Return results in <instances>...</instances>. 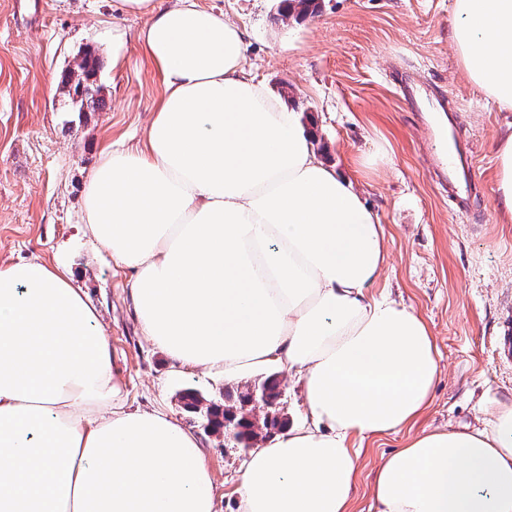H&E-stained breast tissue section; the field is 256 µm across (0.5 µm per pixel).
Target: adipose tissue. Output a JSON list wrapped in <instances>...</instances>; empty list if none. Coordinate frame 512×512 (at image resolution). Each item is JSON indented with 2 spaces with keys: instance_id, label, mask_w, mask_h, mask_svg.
<instances>
[{
  "instance_id": "1",
  "label": "adipose tissue",
  "mask_w": 512,
  "mask_h": 512,
  "mask_svg": "<svg viewBox=\"0 0 512 512\" xmlns=\"http://www.w3.org/2000/svg\"><path fill=\"white\" fill-rule=\"evenodd\" d=\"M164 94L144 141L102 146L87 231L132 271L142 330L177 362L230 375L278 366L307 422L248 460L238 512H349L354 437L412 423L439 374L414 310L370 297L379 217L312 149L297 113L245 68L246 34L197 0H117ZM470 81L512 110V0H455ZM73 274L0 266V512H214L197 439L127 411L99 315ZM376 512H512V402L480 428L389 454Z\"/></svg>"
}]
</instances>
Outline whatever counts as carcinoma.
I'll return each instance as SVG.
<instances>
[{
  "mask_svg": "<svg viewBox=\"0 0 512 512\" xmlns=\"http://www.w3.org/2000/svg\"><path fill=\"white\" fill-rule=\"evenodd\" d=\"M318 5L315 0H279L278 15L282 18L295 16L303 18L316 12ZM98 58L89 49L78 64L77 69L69 70L62 75L63 87L72 91V102L78 106V111L89 110L96 112L102 109L104 99L99 94H92L97 83ZM257 388L267 392V400L260 404H252V387L247 386L236 392L224 394V412L213 411L214 421L212 432H217L222 426L221 418L234 421L239 425L238 444L249 448L257 437L263 438L276 431L282 430L286 422L280 415V382L278 376L272 374L257 385Z\"/></svg>",
  "mask_w": 512,
  "mask_h": 512,
  "instance_id": "carcinoma-1",
  "label": "carcinoma"
}]
</instances>
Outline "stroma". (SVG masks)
I'll list each match as a JSON object with an SVG mask.
<instances>
[{"label": "stroma", "mask_w": 512, "mask_h": 512, "mask_svg": "<svg viewBox=\"0 0 512 512\" xmlns=\"http://www.w3.org/2000/svg\"><path fill=\"white\" fill-rule=\"evenodd\" d=\"M113 0H0V265L39 258L75 273L97 307L126 408L167 413L200 441L215 477V512H237L248 453L205 430L180 399L188 388L223 402L257 372L223 376L179 365L143 336L128 270L83 222L85 182L107 143L136 146L163 95L161 76L136 34L145 20ZM247 34L246 66L290 110L314 116L317 156L358 187L379 216L388 259L372 297L390 295L419 313L438 350L429 407L400 431L355 437L358 478L350 512H375L374 475L383 459L425 431L482 426L512 402V363L496 351L512 317V222L496 205L499 136L512 110L470 84L449 41L454 0H321L302 21L278 19V0H198ZM127 34L112 63V32ZM100 60L106 102L74 111L60 85L86 48ZM408 78L444 98L460 141L474 153L476 198L455 213L434 175L442 160L429 119L405 98Z\"/></svg>", "instance_id": "obj_1"}]
</instances>
